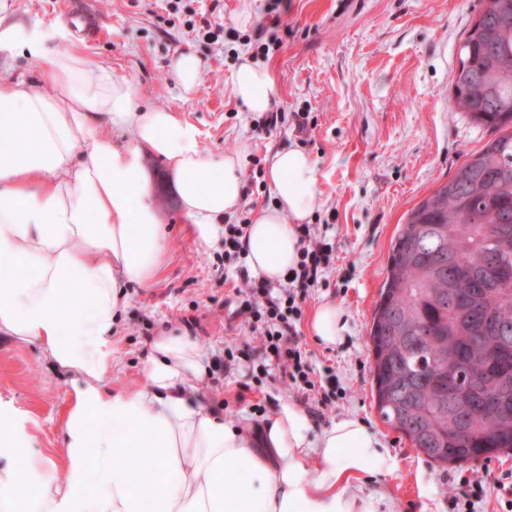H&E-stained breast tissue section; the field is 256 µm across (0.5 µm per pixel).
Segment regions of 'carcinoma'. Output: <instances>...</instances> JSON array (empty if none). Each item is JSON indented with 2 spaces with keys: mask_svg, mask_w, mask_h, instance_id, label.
Wrapping results in <instances>:
<instances>
[{
  "mask_svg": "<svg viewBox=\"0 0 512 512\" xmlns=\"http://www.w3.org/2000/svg\"><path fill=\"white\" fill-rule=\"evenodd\" d=\"M458 54L450 104L494 136L410 209L368 331L379 417L441 468L512 452V394L491 415L484 392L431 383L456 363L486 372L512 346V279L482 280L489 264L512 271V0H481Z\"/></svg>",
  "mask_w": 512,
  "mask_h": 512,
  "instance_id": "obj_1",
  "label": "carcinoma"
}]
</instances>
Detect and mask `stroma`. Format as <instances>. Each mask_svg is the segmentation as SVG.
<instances>
[{"mask_svg":"<svg viewBox=\"0 0 512 512\" xmlns=\"http://www.w3.org/2000/svg\"><path fill=\"white\" fill-rule=\"evenodd\" d=\"M62 0H13L14 18L43 36L46 53L77 51L111 67L130 83L140 107L177 112L200 131L206 154L241 155L245 197L229 224L272 207L265 175L273 153L294 147L315 165L319 202L310 223L326 226L334 245L332 267L302 308L299 341L317 382L336 377V397L323 405L287 388L277 368L252 355L200 384L211 406L234 420L273 414L279 401L302 407L315 428L354 416L378 433L397 462L388 487L398 512H451L448 497L461 478L486 482L512 471V454L444 469L383 424L371 398L368 329L385 278L390 243L408 211L451 177L467 155L491 137L489 128L452 109L458 47L480 8L479 0H289L282 16L288 35L261 52L249 43L269 20L270 0H75L97 34L76 36L61 15ZM223 24L207 35L205 19ZM203 61L195 92L181 90L170 70L178 53ZM264 63L276 79L274 111L309 115L306 133L292 123L259 133L254 116L230 93L241 54ZM162 223L170 227L168 263L146 287L126 291L127 304L112 336L114 383L144 385L149 339L161 329L193 334L213 362L242 339L226 326L233 291L224 281L223 231L204 236L180 210L163 161L144 155ZM331 300L344 310L345 342L319 344L309 325L317 305ZM71 378L33 343L0 336V406L10 409L26 434L21 448L56 464L66 480L62 433Z\"/></svg>","mask_w":512,"mask_h":512,"instance_id":"1","label":"stroma"}]
</instances>
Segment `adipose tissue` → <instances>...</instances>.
Masks as SVG:
<instances>
[{
    "instance_id": "adipose-tissue-1",
    "label": "adipose tissue",
    "mask_w": 512,
    "mask_h": 512,
    "mask_svg": "<svg viewBox=\"0 0 512 512\" xmlns=\"http://www.w3.org/2000/svg\"><path fill=\"white\" fill-rule=\"evenodd\" d=\"M20 48L38 57L41 79L0 87V336L36 343L71 373L73 396L62 482L19 458L22 433L0 408V512H394L384 489L360 485L397 471L365 423L343 416L317 430L287 401L259 429L246 416L226 421L200 393L211 359L188 335L154 337L144 386H105L123 290L152 283L167 259L143 153L166 163L182 212L204 232L240 206L241 160L205 154L195 125L138 107L111 69L76 52L42 53L11 0H0V67ZM231 92L255 114L277 95L248 57ZM267 181L277 201L250 225L247 259L275 281L297 260L295 225L318 204L314 163L299 149L277 152ZM310 329L319 344L339 345L343 308L319 304ZM127 448L151 466L145 485L119 460Z\"/></svg>"
}]
</instances>
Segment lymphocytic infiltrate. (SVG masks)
<instances>
[{"label":"lymphocytic infiltrate","mask_w":512,"mask_h":512,"mask_svg":"<svg viewBox=\"0 0 512 512\" xmlns=\"http://www.w3.org/2000/svg\"><path fill=\"white\" fill-rule=\"evenodd\" d=\"M247 225L224 227V263L242 279L236 287V312L250 342L256 343L266 361L287 374L303 395L315 394L313 368L307 363L298 341L297 324L311 288L318 286L332 264L333 246L317 225L299 224V257L280 285L250 276L244 263L247 256Z\"/></svg>","instance_id":"f902f5d3"}]
</instances>
